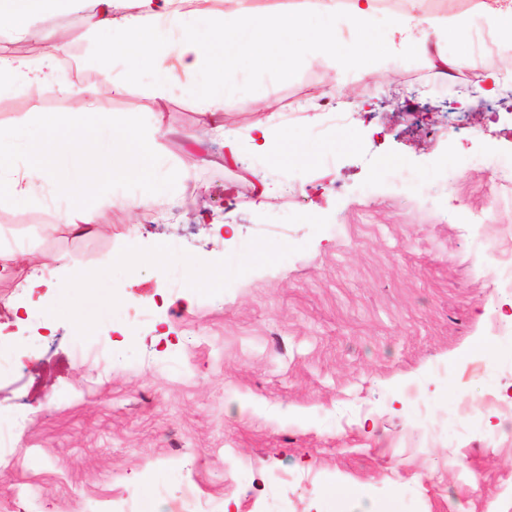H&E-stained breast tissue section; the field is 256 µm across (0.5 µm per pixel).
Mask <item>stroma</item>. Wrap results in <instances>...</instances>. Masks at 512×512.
Wrapping results in <instances>:
<instances>
[{
    "label": "stroma",
    "instance_id": "obj_1",
    "mask_svg": "<svg viewBox=\"0 0 512 512\" xmlns=\"http://www.w3.org/2000/svg\"><path fill=\"white\" fill-rule=\"evenodd\" d=\"M491 2L449 0L443 11L423 0L424 15L456 27L440 45L465 64L445 80L396 33L399 8H382L359 37L337 16L342 42L358 37L376 53L365 73L307 56L285 81L238 61L219 132L204 139L209 121L184 93L192 76L176 73L161 105L147 83L115 89L123 64L99 60L94 0L63 30L51 12L26 38L0 31L14 56L56 70L33 91L0 93V126L76 112L88 97L99 111L144 117L160 172L179 173L175 206L131 210L129 191L113 190L93 204L86 236L68 231L67 198L0 203V250L38 258L0 275V310L30 309L0 332L41 334V308L70 296L52 346L25 357L23 387L0 382V419L28 417L0 512H93L113 496L133 512H171L185 478L231 512H360L339 493L350 484L374 512H512V412L497 401L512 390V338L467 351L490 299L512 315V292L496 290L512 261V207L496 201L512 191L484 165L512 162V97L472 103L454 91L476 72L512 73V48L482 38ZM62 82L83 97L61 94ZM340 84L350 92L336 122L320 101ZM246 98L265 110L243 111ZM302 100L307 111H290ZM261 124L288 136L255 151L247 133ZM258 173L266 197L254 209ZM128 235L140 259L113 264ZM195 254L223 270L188 304L180 259ZM74 267L89 288L72 287ZM93 301L80 330L71 311ZM78 339L107 346L98 376L75 362ZM461 448L467 469H448Z\"/></svg>",
    "mask_w": 512,
    "mask_h": 512
}]
</instances>
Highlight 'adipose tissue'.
Returning <instances> with one entry per match:
<instances>
[{"label":"adipose tissue","instance_id":"adipose-tissue-1","mask_svg":"<svg viewBox=\"0 0 512 512\" xmlns=\"http://www.w3.org/2000/svg\"><path fill=\"white\" fill-rule=\"evenodd\" d=\"M98 16L90 18L89 29L109 30L111 37L99 46V57L109 62L121 58L124 64L119 87L139 82L151 72V92L162 101L171 81L170 60H177L188 72H200L206 79L194 83L191 92L203 115L217 116L224 107V86L234 72L225 55H241L255 64L274 61L282 77H290L293 61L314 52L326 62L366 71L362 43L340 45L334 26L311 22L310 14L335 15L336 0H317L311 7L282 9L269 17L248 14L241 0H226L217 16L203 11L181 13L177 0H136L135 12L118 14L116 0H102ZM52 9V0H0V31L25 36L33 20Z\"/></svg>","mask_w":512,"mask_h":512}]
</instances>
